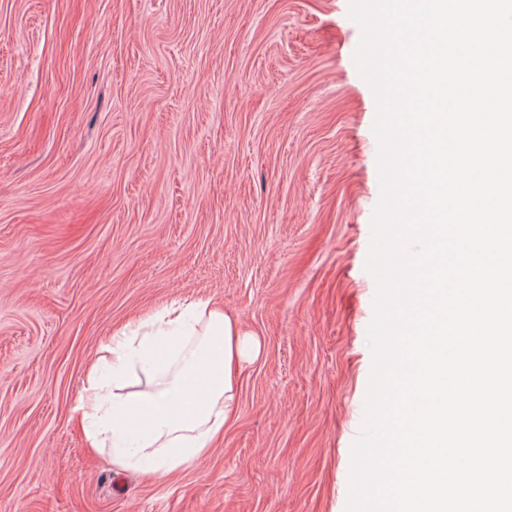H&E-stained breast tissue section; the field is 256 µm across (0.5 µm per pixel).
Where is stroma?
<instances>
[{
    "label": "stroma",
    "instance_id": "1",
    "mask_svg": "<svg viewBox=\"0 0 512 512\" xmlns=\"http://www.w3.org/2000/svg\"><path fill=\"white\" fill-rule=\"evenodd\" d=\"M349 0H0V512H346L373 365L377 107ZM263 345L224 440L121 471L72 422L117 327Z\"/></svg>",
    "mask_w": 512,
    "mask_h": 512
}]
</instances>
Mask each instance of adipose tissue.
Instances as JSON below:
<instances>
[{"label":"adipose tissue","instance_id":"ef3b65f1","mask_svg":"<svg viewBox=\"0 0 512 512\" xmlns=\"http://www.w3.org/2000/svg\"><path fill=\"white\" fill-rule=\"evenodd\" d=\"M262 352L222 302L173 304L118 328L85 370L73 420L120 470L164 478L224 438L245 362Z\"/></svg>","mask_w":512,"mask_h":512}]
</instances>
